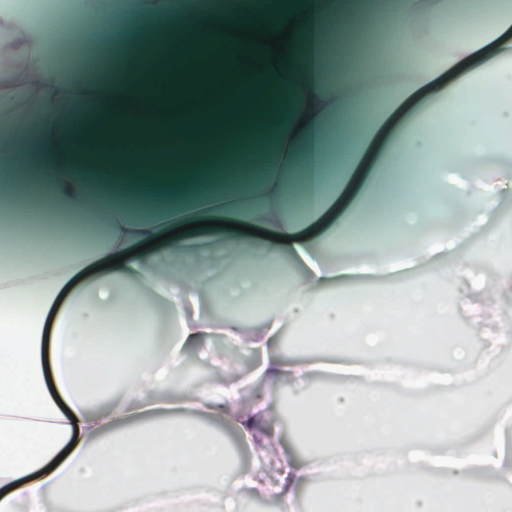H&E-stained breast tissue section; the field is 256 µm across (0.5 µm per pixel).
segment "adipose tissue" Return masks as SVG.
I'll return each instance as SVG.
<instances>
[{"label":"adipose tissue","instance_id":"adipose-tissue-1","mask_svg":"<svg viewBox=\"0 0 512 512\" xmlns=\"http://www.w3.org/2000/svg\"><path fill=\"white\" fill-rule=\"evenodd\" d=\"M343 21L387 59L336 74ZM285 29L277 60L260 38ZM0 45V512H50L56 498L84 501L103 488L119 512H163L177 498L186 512H242L244 488L279 512H512V428L500 416L512 370L487 364L512 343V328L496 322L512 298V265L486 288L465 253L447 267V240L418 231L446 221L452 197L471 215L461 236L495 209L512 105L486 86L512 76V0H58L41 13L0 0ZM92 49L154 70L155 82L92 83L74 64ZM216 49L226 52L218 72L204 65ZM419 94L426 108L376 147L392 113ZM86 100L97 120L77 134L68 117ZM356 106L362 118L341 125ZM461 109L466 121L449 134L439 117ZM254 140L263 171L245 192L181 193L218 162L240 179V149ZM95 179L137 184L152 202L148 219L132 218L122 197L91 194ZM343 195L337 227L309 235ZM375 217L395 248L356 265L329 259ZM187 222L190 234H174ZM225 222L261 233L226 240ZM158 237L163 255L143 252ZM219 244L225 304L270 301L251 326L196 304L211 273L190 252ZM292 266L299 277L289 278ZM411 268L419 277H407ZM362 274L384 288H348ZM451 287L471 324L486 327L487 356H471L462 339L436 341ZM146 288L160 292L171 324L159 360L137 355L150 329ZM314 327L330 346L281 355L286 329ZM103 330L113 340L104 368L88 341ZM215 336L256 355L250 374L225 378ZM195 348L212 383L165 394ZM375 366L411 369L402 390L430 397L437 425L408 426L411 404L378 384ZM272 378L299 420L330 428L303 462L268 453L283 444L276 401L242 399ZM220 419L257 449L250 467L227 464L223 435L206 428ZM340 443L397 459V479L331 469L345 458Z\"/></svg>","mask_w":512,"mask_h":512}]
</instances>
